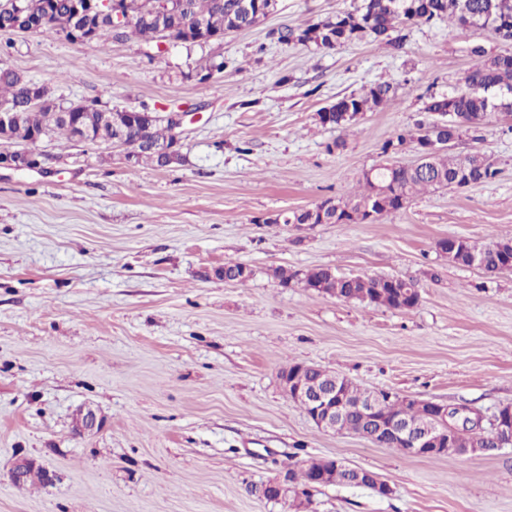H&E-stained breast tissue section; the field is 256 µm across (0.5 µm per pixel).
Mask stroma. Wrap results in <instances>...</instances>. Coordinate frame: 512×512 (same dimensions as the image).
Listing matches in <instances>:
<instances>
[{
  "label": "stroma",
  "instance_id": "35a3bbf8",
  "mask_svg": "<svg viewBox=\"0 0 512 512\" xmlns=\"http://www.w3.org/2000/svg\"><path fill=\"white\" fill-rule=\"evenodd\" d=\"M358 0H277L260 26L159 52L130 39L75 44L13 35L0 66L63 103L187 111L180 163L55 134L42 172L0 167V512H294L255 486L333 457L391 486L312 490L304 512H512V446L421 457L321 431L285 392L293 363L373 391L466 407L512 405V272L448 260L439 240L512 238V116L491 114L450 154L489 156L491 183L429 190L369 224H273L352 190L384 143L457 86L471 50L512 53L447 21L403 28L401 46L283 45ZM227 64L201 82V65ZM390 84L356 124L322 125L336 98ZM249 265L243 284L224 264ZM418 281L411 311L317 295L273 272ZM29 462L33 479L10 480Z\"/></svg>",
  "mask_w": 512,
  "mask_h": 512
}]
</instances>
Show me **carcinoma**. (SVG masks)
I'll list each match as a JSON object with an SVG mask.
<instances>
[{
  "label": "carcinoma",
  "mask_w": 512,
  "mask_h": 512,
  "mask_svg": "<svg viewBox=\"0 0 512 512\" xmlns=\"http://www.w3.org/2000/svg\"><path fill=\"white\" fill-rule=\"evenodd\" d=\"M42 18L36 33L61 37L73 25H91L96 40L125 42L133 36L157 42L160 31L153 17L146 12L144 0H118V6L129 14L126 23L116 28L112 15L78 16L76 0H31ZM245 0H185V9L170 17V29L178 43L183 45L208 44L230 31L249 28L261 23L255 12L243 7ZM448 19L459 26L469 22L487 30L503 40H512V0H361L351 11L336 14L304 29L284 27L278 31L277 41L283 45H306L334 48L344 43L365 38L386 39L397 27L428 23L434 19ZM19 30L13 12V0H0V32ZM40 84L25 79L9 67L0 66V112L15 113L7 137L0 143H35V137H48L62 133L71 139L85 133L91 140L107 143L118 136L123 144L133 149L136 162L150 163L157 168L166 166L155 146L166 139L168 128L164 118L153 113L127 122L123 116L90 101L71 111L67 119L55 118L56 112L66 111V105L31 97L33 88ZM395 90L388 84L369 87L360 95L343 97L319 113L324 125L341 127L352 124L364 112H372L385 104ZM427 113L445 115L449 112L470 122L461 128L449 125L443 130L419 121L415 130L402 132L396 140L387 141L383 152L414 142V132L425 137L453 140L464 131L477 132L488 115L494 112H512V54L488 55L481 48L474 50L473 64L462 78L458 89L448 95L430 96L425 103ZM499 174L494 164L481 155L465 158L443 151L428 160L424 167L414 168L397 163L380 165L363 175V189L347 196L329 199L332 207L324 211L328 224H367L369 213L380 216L396 212L419 192L428 188H466L488 183ZM317 224L319 218L309 211H285L265 220L267 224ZM461 251L454 262L469 265L473 256H485L482 271L498 274L491 243L478 244L460 240ZM279 283L286 287L294 279L304 288L335 296L345 301H358L367 305L386 306L398 311L414 309L420 299L419 284L410 279V288L402 292L389 286L385 276L340 277L324 266H316L304 273H290L285 268L276 272ZM409 409L412 419L422 421L427 412L394 397L387 406V414L399 415Z\"/></svg>",
  "instance_id": "carcinoma-1"
}]
</instances>
